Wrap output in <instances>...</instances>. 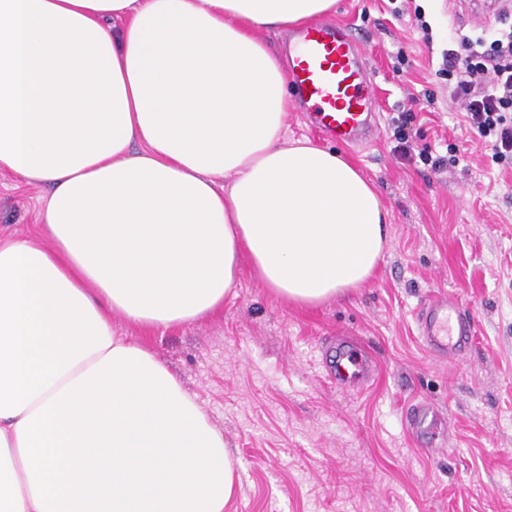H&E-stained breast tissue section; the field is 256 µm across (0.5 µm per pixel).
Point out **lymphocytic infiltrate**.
I'll return each mask as SVG.
<instances>
[{"mask_svg":"<svg viewBox=\"0 0 512 512\" xmlns=\"http://www.w3.org/2000/svg\"><path fill=\"white\" fill-rule=\"evenodd\" d=\"M440 75L467 125L491 148L495 161H512V28L493 38L462 36L459 49L442 52Z\"/></svg>","mask_w":512,"mask_h":512,"instance_id":"lymphocytic-infiltrate-1","label":"lymphocytic infiltrate"}]
</instances>
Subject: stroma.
Listing matches in <instances>:
<instances>
[{
  "label": "stroma",
  "mask_w": 512,
  "mask_h": 512,
  "mask_svg": "<svg viewBox=\"0 0 512 512\" xmlns=\"http://www.w3.org/2000/svg\"><path fill=\"white\" fill-rule=\"evenodd\" d=\"M424 40L391 0H337L331 20L352 24L377 75V146L342 152L391 214L389 240L363 286L307 307L241 275L223 308L195 323L150 331L112 318L144 341L195 396L231 444L240 487L224 512H512V164L492 152L448 99L432 55L471 32L469 0H412ZM404 51L406 63L396 59ZM433 93L408 130L416 150L449 159L434 172L394 151L390 124L407 94ZM46 188L0 172V239L42 238ZM472 313L467 358L434 360L415 312L431 293ZM365 347L370 385L343 393L326 379L337 338ZM428 402L445 417L444 455L427 449L405 410Z\"/></svg>",
  "instance_id": "1"
}]
</instances>
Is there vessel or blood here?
Masks as SVG:
<instances>
[{
  "mask_svg": "<svg viewBox=\"0 0 512 512\" xmlns=\"http://www.w3.org/2000/svg\"><path fill=\"white\" fill-rule=\"evenodd\" d=\"M288 81L299 108L328 138L368 144L379 131L374 109L375 73L367 65L352 26L310 21L288 36ZM420 336L437 358L459 361L472 345L468 310L446 294L431 295L417 314ZM327 375L337 388L361 387L370 375L368 360L350 342H338Z\"/></svg>",
  "mask_w": 512,
  "mask_h": 512,
  "instance_id": "obj_1",
  "label": "vessel or blood"
}]
</instances>
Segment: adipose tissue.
Returning a JSON list of instances; mask_svg holds the SVG:
<instances>
[{"mask_svg":"<svg viewBox=\"0 0 512 512\" xmlns=\"http://www.w3.org/2000/svg\"><path fill=\"white\" fill-rule=\"evenodd\" d=\"M335 4L0 0V170L49 187L48 245L0 242V512H224L223 433L112 316L193 323L244 257L306 306L373 276L390 213L340 152L282 141L261 36Z\"/></svg>","mask_w":512,"mask_h":512,"instance_id":"1","label":"adipose tissue"}]
</instances>
